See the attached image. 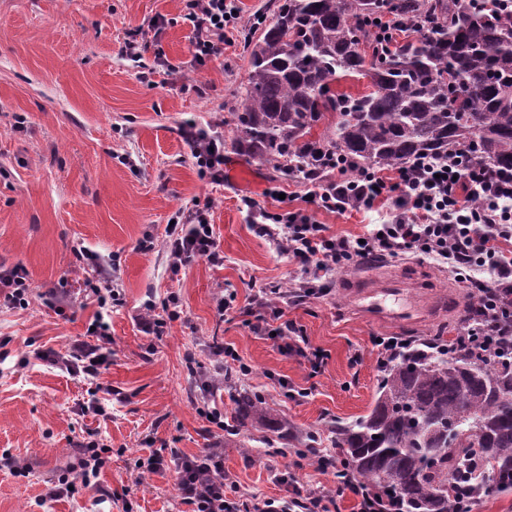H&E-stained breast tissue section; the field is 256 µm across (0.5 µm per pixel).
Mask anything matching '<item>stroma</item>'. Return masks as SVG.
Wrapping results in <instances>:
<instances>
[{"label": "stroma", "instance_id": "1", "mask_svg": "<svg viewBox=\"0 0 512 512\" xmlns=\"http://www.w3.org/2000/svg\"><path fill=\"white\" fill-rule=\"evenodd\" d=\"M183 7L182 0H0V266L24 265L31 280L27 307L0 305V512H177L170 473L138 479L137 461L152 448L184 455L223 449L225 477L261 498L288 497L287 485L275 479L286 469L300 489L335 487L332 474L297 451L315 429L323 432V447H331V423L368 413L382 377L370 339L391 333L351 310L347 278L359 270L414 269L458 296V308L403 330L405 339L434 335L443 322L448 335H456L467 313L469 285L424 256H375L337 269L329 294L286 310L309 343L328 353L317 376L241 318L219 317L215 296L232 293L241 304L254 286L290 283L297 270L287 254L252 231L241 198H254L273 213L301 209L306 187L277 181L270 165L229 149L223 185L200 179L178 128L187 119L205 126L235 111L249 57L238 38L205 67H191L192 31L182 20ZM158 15L168 21L160 45L178 71H158L148 85L122 49L129 31ZM19 115L24 125H16ZM277 184L287 202L269 196ZM195 199L213 203L224 264L199 260L173 281L162 249L145 252L139 242L147 233L162 238L175 211ZM313 218L330 233L350 237L390 221L391 212L317 211ZM78 246L99 255L123 300L109 317L112 356L101 380L112 394L102 399L101 415L87 409L90 380L33 357L37 349L67 354L99 310L86 289L94 273L77 258ZM171 288L181 294V319L163 335H144L135 316L146 301L162 304ZM55 292L68 302L65 315L50 305ZM216 340L236 348L251 369L245 386L277 404L292 440L266 443L267 429L253 425L228 443L223 430L197 412L203 394L221 416L233 408L232 389L204 393L201 377L186 364L190 354L209 364ZM288 385L297 396L285 394ZM93 435L112 446L99 490L46 499L49 482L67 471ZM14 459L28 475L12 474Z\"/></svg>", "mask_w": 512, "mask_h": 512}]
</instances>
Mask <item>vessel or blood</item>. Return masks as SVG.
<instances>
[{
    "label": "vessel or blood",
    "mask_w": 512,
    "mask_h": 512,
    "mask_svg": "<svg viewBox=\"0 0 512 512\" xmlns=\"http://www.w3.org/2000/svg\"><path fill=\"white\" fill-rule=\"evenodd\" d=\"M352 309L369 322L406 328L434 320L445 310L456 307L455 296L427 299L415 275L378 274L367 271L346 283Z\"/></svg>",
    "instance_id": "vessel-or-blood-1"
}]
</instances>
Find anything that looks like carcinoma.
<instances>
[{"instance_id":"carcinoma-1","label":"carcinoma","mask_w":512,"mask_h":512,"mask_svg":"<svg viewBox=\"0 0 512 512\" xmlns=\"http://www.w3.org/2000/svg\"><path fill=\"white\" fill-rule=\"evenodd\" d=\"M393 13L411 38L381 49L374 20ZM248 43L250 69L228 123L233 150L303 179L332 154L361 175L460 147L477 167H512V14L472 0H277ZM369 79L353 97L338 78ZM334 116V126L312 131ZM440 328L387 365L371 411L334 426L347 474L398 512H452L512 492V363L466 352ZM227 436L248 424L277 439L278 409L233 396Z\"/></svg>"}]
</instances>
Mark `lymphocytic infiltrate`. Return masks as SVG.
Masks as SVG:
<instances>
[{
	"mask_svg": "<svg viewBox=\"0 0 512 512\" xmlns=\"http://www.w3.org/2000/svg\"><path fill=\"white\" fill-rule=\"evenodd\" d=\"M183 20L192 29L191 56L198 67L220 55L225 41L241 31L237 0H185ZM181 136L201 179L223 185V135L214 127L188 121ZM308 194L312 205L308 211L272 213L253 198L240 200L252 230L296 261L298 272L290 292L295 302L323 296V283L337 268L370 256L398 257L415 250L447 264L460 280L479 281L472 313L460 327L464 345L478 350L512 332V308L502 305L503 294L512 293V169L476 167L461 155L422 157L396 168L391 178L372 172L354 180L340 176L328 182L314 181ZM377 204L391 205L394 215L390 222L374 225L360 238L330 234L326 225L312 217L316 210L342 214ZM211 209V202H194L177 210L167 224L164 250L171 274L199 259L223 265ZM90 289L101 313L93 321L89 339L75 342L68 356L39 350L35 357L96 380L112 355L110 324L104 312L121 299L105 277L91 282ZM281 295V289L260 287L246 305H237L235 295L230 294L215 297L214 308L222 317L232 312L244 317L252 332L271 338L281 353L305 359L312 373H321L327 353L311 346L296 321L285 318L277 303ZM181 314L180 294L172 291L162 306L146 305L136 322L143 333L159 336ZM111 451V445L103 440L87 442L68 475L47 486L46 498L97 489ZM138 467L148 475L171 472L185 512H330L328 492L297 489L291 475L279 478L280 483L292 487L288 499L241 495L224 480V451L220 448L195 456L153 449L139 459Z\"/></svg>",
	"mask_w": 512,
	"mask_h": 512,
	"instance_id": "obj_1",
	"label": "lymphocytic infiltrate"
}]
</instances>
